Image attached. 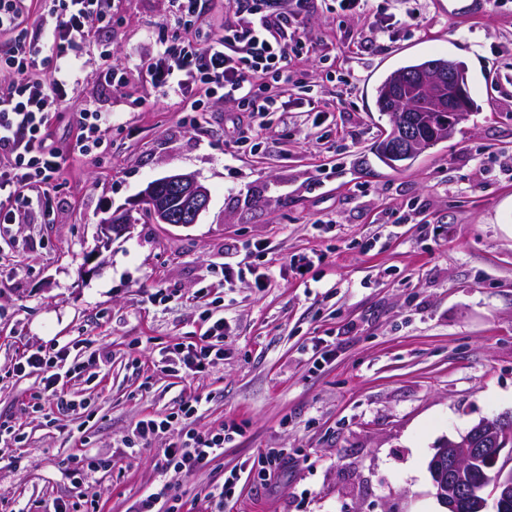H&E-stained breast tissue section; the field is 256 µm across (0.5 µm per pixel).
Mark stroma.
<instances>
[{"label": "stroma", "instance_id": "35a3bbf8", "mask_svg": "<svg viewBox=\"0 0 512 512\" xmlns=\"http://www.w3.org/2000/svg\"><path fill=\"white\" fill-rule=\"evenodd\" d=\"M418 28L368 43V20L306 0V53L288 52L304 84L287 123L254 149L233 102L185 123L186 103L147 82L142 62L176 23L170 0H116L112 26L80 45L71 110L108 113L104 153L67 158L42 196L45 224H15L0 240V512H53L74 499L65 479L85 452L105 461L91 487L97 512H128L158 478L169 437L126 447L138 420L201 394L185 422L238 433L193 476L168 472L182 512H205L201 490L239 481L225 512H442L428 463L445 439L485 418L512 416V7L449 17L418 0ZM465 65L478 109L454 135L398 169L375 148L388 128L377 80L410 59ZM125 86H102L106 69ZM194 175L211 194L188 227L152 223L136 199L152 181ZM128 211L132 227L97 251L101 220ZM405 223H397V216ZM26 241L17 250L15 240ZM317 254L306 273L294 257ZM271 268L268 288L224 279L226 259ZM208 287L206 301L195 291ZM168 298L158 302L157 291ZM224 314L223 361L194 376L163 359L192 340L203 309ZM72 344L63 412L38 378L14 372L24 352ZM110 355L97 363L99 352ZM283 448L269 483L252 464Z\"/></svg>", "mask_w": 512, "mask_h": 512}]
</instances>
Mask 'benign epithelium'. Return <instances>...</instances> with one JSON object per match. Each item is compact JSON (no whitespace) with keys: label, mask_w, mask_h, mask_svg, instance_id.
Segmentation results:
<instances>
[{"label":"benign epithelium","mask_w":512,"mask_h":512,"mask_svg":"<svg viewBox=\"0 0 512 512\" xmlns=\"http://www.w3.org/2000/svg\"><path fill=\"white\" fill-rule=\"evenodd\" d=\"M436 103L448 110V131L465 119L467 94L453 63L448 74L438 75ZM417 117L407 112L400 115L387 133V155L404 158L424 151L415 134ZM164 184L182 203V212L174 213L158 194ZM210 192L195 176L172 174L151 182L140 193L137 205L146 209L156 224L178 223L190 226L208 208ZM129 229L122 217L110 216L100 225L98 249H106L112 240ZM507 457H502V454ZM512 422L481 420L470 431L449 439L438 448L430 462V472L436 496L448 512H457L460 500H466L473 512H486L488 501L506 502L512 498Z\"/></svg>","instance_id":"1"}]
</instances>
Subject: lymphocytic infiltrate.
I'll list each match as a JSON object with an SVG mask.
<instances>
[{
    "label": "lymphocytic infiltrate",
    "instance_id": "1",
    "mask_svg": "<svg viewBox=\"0 0 512 512\" xmlns=\"http://www.w3.org/2000/svg\"><path fill=\"white\" fill-rule=\"evenodd\" d=\"M200 0H176L182 24L168 35L163 47L144 67L151 80L175 96L189 99L193 112L204 111L212 100L230 99L242 107L240 124L246 133L236 147L249 142L250 132L267 127L268 116L287 111L295 81L284 61L289 46H302L300 35L304 5L297 0L293 12H274L271 0H235L233 22L224 31L199 41L190 29L199 18ZM113 0H58L52 20L38 17L32 26L38 36L26 37V0H0V61L11 73L7 89H0V239L20 216L30 223L49 219L35 196L57 180L68 154L88 156L104 145L111 119L102 112L80 110L78 132L68 148L57 147L54 125L72 100L77 81V50L89 33L90 21L110 24ZM203 333L198 340L176 344L173 363L195 375L224 359L223 315L201 314ZM68 348L55 353L36 351L23 356L17 372L40 374L44 393L57 397L62 411L79 408L77 400L60 395V368L69 358ZM202 407L195 397L162 417L149 416L136 424L141 439L176 433L164 450L160 477L152 490L141 496L132 512H179L181 504L166 479L168 471L195 475L224 452L230 435L225 429L207 434L180 432V424Z\"/></svg>",
    "mask_w": 512,
    "mask_h": 512
}]
</instances>
